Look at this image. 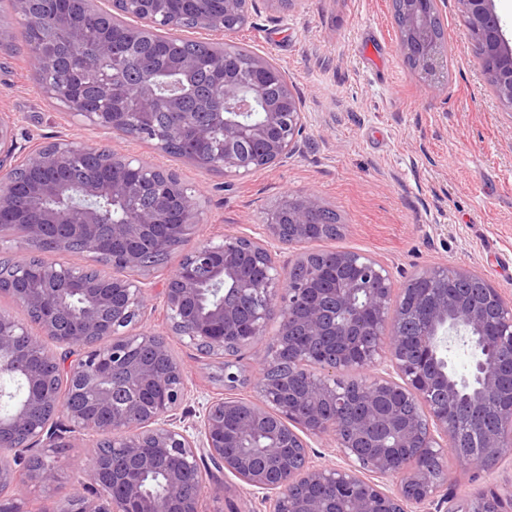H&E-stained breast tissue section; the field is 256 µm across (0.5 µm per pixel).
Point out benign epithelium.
Returning a JSON list of instances; mask_svg holds the SVG:
<instances>
[{
    "mask_svg": "<svg viewBox=\"0 0 512 512\" xmlns=\"http://www.w3.org/2000/svg\"><path fill=\"white\" fill-rule=\"evenodd\" d=\"M195 3V28L223 35L207 41L214 80L205 92L195 82L197 56L153 49L159 31L179 41L185 30L169 0H110L107 10L95 0H11L20 25L38 33L46 20L65 35L36 41L27 58L43 91L70 115L161 153L175 145L205 174L241 176L288 158L300 147L303 113L285 73L254 54L251 82L229 74L228 37L248 22L245 0H224L220 14L206 0ZM438 3L392 0L404 59L433 90L448 66L433 34ZM458 4L490 92L512 112V40L495 0ZM80 14L100 29L97 37ZM128 15L139 24L113 36L114 20ZM61 48L69 77L49 78ZM161 113L169 116L163 126ZM100 199L124 208L127 219L103 223ZM323 210L316 194L304 193L268 213L261 238L200 239V194L176 173L110 144L22 147L14 120L0 115V233L22 226L37 252L0 249L15 263L0 290L27 316L0 312V512H23L3 490L58 481L54 460L20 462L40 442L65 447L60 419L109 451L83 466L82 490L40 512H206V499L224 492L217 472L264 493L269 512H512L511 489L478 490L465 501L448 495L459 417L471 420L486 463L503 456L502 431L480 415L493 405L499 421H512V386L502 390L512 358H499L512 351V301L488 282L470 293L477 274L464 266L424 268L398 287L379 260L357 251L278 264L277 250L330 228L318 220ZM60 252L80 261L60 264ZM165 252L181 259L155 295L129 273L149 271L148 256ZM97 259L112 274L86 264ZM157 299L164 332L142 324ZM273 319L279 328L271 334ZM168 336L206 354L251 348L256 400H209L201 420L185 425L186 368ZM454 336L471 352L466 377L442 357ZM280 362L288 373L268 377ZM120 394L126 403L116 409ZM402 399L419 403L420 416L402 414ZM319 439L337 448L339 464L311 461L309 441ZM150 471L164 477L156 495L144 487Z\"/></svg>",
    "mask_w": 512,
    "mask_h": 512,
    "instance_id": "7a95c632",
    "label": "benign epithelium"
}]
</instances>
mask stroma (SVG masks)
<instances>
[{
    "instance_id": "stroma-1",
    "label": "stroma",
    "mask_w": 512,
    "mask_h": 512,
    "mask_svg": "<svg viewBox=\"0 0 512 512\" xmlns=\"http://www.w3.org/2000/svg\"><path fill=\"white\" fill-rule=\"evenodd\" d=\"M249 12L233 43L276 62L301 101V149L286 161L245 176L203 174L150 143L85 125L35 82L8 0H0V20L11 31L9 45L0 48V114L14 119L22 145L108 141L175 170L206 199L199 238L217 240L227 230L254 235L282 199L312 192L344 226L339 238L318 242V249L370 254L399 282L425 267L463 265L512 300V113L500 110L484 82L456 0L441 6L450 55L448 76L435 91L400 52L390 0H292L287 6L251 0ZM169 345L188 372L190 423L201 410L198 396L224 392L223 367L177 337ZM88 452L78 439L54 449L60 481L50 488L12 487L9 495L24 512L69 496ZM448 477L459 500L482 487L512 485V450L480 474L449 457ZM247 503L268 512L260 493L228 474L223 497L208 500L207 508L241 512Z\"/></svg>"
}]
</instances>
